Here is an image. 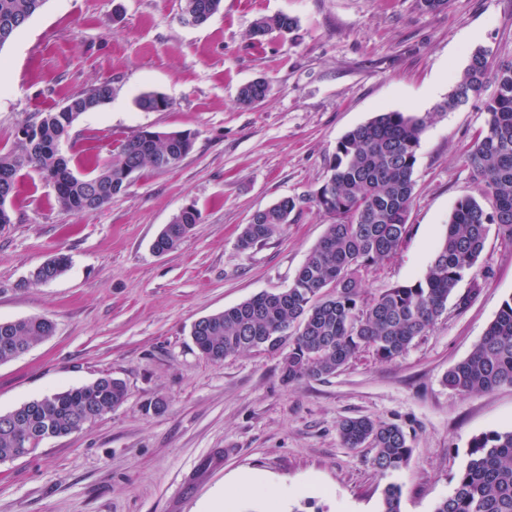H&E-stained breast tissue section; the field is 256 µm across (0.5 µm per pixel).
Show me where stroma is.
I'll list each match as a JSON object with an SVG mask.
<instances>
[{
	"label": "stroma",
	"mask_w": 512,
	"mask_h": 512,
	"mask_svg": "<svg viewBox=\"0 0 512 512\" xmlns=\"http://www.w3.org/2000/svg\"><path fill=\"white\" fill-rule=\"evenodd\" d=\"M279 13L296 32L262 46L252 23ZM512 60V0H223L206 24L180 20V0H47L0 48V152L18 131L103 81L112 98L74 123L63 151L86 173L144 128L189 131L193 147L171 169L145 168L101 210L73 215L36 172L0 227V321L44 316L55 330L0 364V414L108 374L125 401L78 433L45 439L0 463V512H206L249 474L261 486L237 512H380L389 479L368 447H343L339 422L400 424L412 454L395 475L401 512H433L466 461L471 439L512 430V386L462 395L443 382L512 298V245L490 231L480 288L397 360L362 351L327 378L281 380L282 352L205 360L190 331L200 318L290 286L325 232L314 206L248 252L236 246L251 215L281 197L313 193L340 137L382 110L425 118L414 169L409 235L366 277V298L423 277L455 203L484 200L465 157L487 115L482 97L437 111L476 48ZM271 82L249 108L251 80ZM170 99L145 112L137 97ZM201 219L174 251L154 253L185 206ZM58 279L32 272L56 254ZM270 92V83L265 79H256L240 87L238 101L242 106L250 107L256 101L265 99Z\"/></svg>",
	"instance_id": "1"
}]
</instances>
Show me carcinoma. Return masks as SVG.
<instances>
[{
	"label": "carcinoma",
	"instance_id": "1",
	"mask_svg": "<svg viewBox=\"0 0 512 512\" xmlns=\"http://www.w3.org/2000/svg\"><path fill=\"white\" fill-rule=\"evenodd\" d=\"M46 0H0V48L11 42ZM222 0H181L180 19L190 13L202 24L220 11ZM297 19L278 14L256 20L249 32L256 43L272 34L294 32ZM494 84L485 100L488 118L467 154V162L492 201L486 210L476 199L458 200L445 236L424 276L393 285L367 301L364 276L389 260L401 247L414 198V168L425 120L400 111L377 113L341 136L324 182L309 196H285L255 214L244 226L237 247L247 252L279 234L290 215L312 204L330 220L326 230L298 268L285 290L258 294L236 306L207 316L193 325L191 336L199 353L212 362L245 351H278L288 347L281 363V380L291 385L336 374L368 348L381 362L401 357L445 313L448 299L470 278V291L459 297L466 306L479 289L477 264L491 225L512 244V61L492 65L483 49L471 52L461 78L438 112L456 109V101ZM270 92V83L256 79L240 87L238 101L255 105ZM112 84L100 83L68 97L62 107L42 114L22 128L32 148L17 138L0 154V191L13 197L18 179L35 171L53 184L55 199L74 215L95 212L123 192L139 172L172 168L192 149L187 131L144 129L121 143L116 157L94 174L80 175L59 153L58 141L69 134L74 112H91L109 101ZM145 112H163L172 103L164 96L137 97ZM200 220L195 206L175 215L155 245L169 251L183 240V229ZM69 258L57 254L43 263L34 280L56 279ZM53 322L44 317L0 321V363L8 362L48 339ZM444 383L461 394L488 392L512 385V299L505 301L473 351L448 369ZM124 382L110 375L79 387L28 401L0 414V463L33 452L46 438L72 434L122 404ZM338 434L347 448L368 445L372 467L383 476L401 471L412 448L403 427L368 417L345 418ZM452 493L434 512H512V431H492L474 437ZM402 486L389 482L382 492L380 512H401Z\"/></svg>",
	"mask_w": 512,
	"mask_h": 512
}]
</instances>
